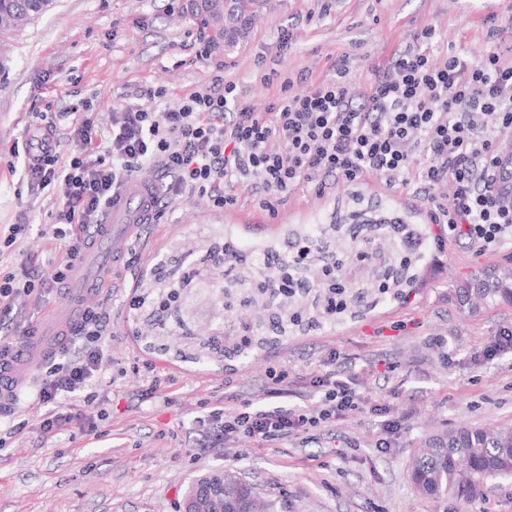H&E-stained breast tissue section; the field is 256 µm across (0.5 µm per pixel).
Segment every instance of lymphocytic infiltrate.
<instances>
[{"mask_svg": "<svg viewBox=\"0 0 512 512\" xmlns=\"http://www.w3.org/2000/svg\"><path fill=\"white\" fill-rule=\"evenodd\" d=\"M435 35L431 25L410 32L361 84L353 83L343 57L328 63L326 76L300 73L257 112L239 101L235 83L224 79L223 59L201 33L195 57L215 74L208 88L178 107H163L166 89L143 88L141 102L113 111L109 128L88 117L75 124L70 138L78 148L65 161L56 150L57 127L49 125L40 144L26 143L24 167L31 191L59 195L53 237L63 245L60 253L28 257L0 277V355L22 351L33 335L24 305L68 295L106 209L147 165L159 173L148 185L159 205L199 198L221 212L236 205L237 188L247 187L274 215L301 188L321 200L339 185L375 183L416 203L427 215L424 223L392 216L384 232L365 236L359 225H346L356 241L351 256L311 237L265 255L251 283L255 292L277 305L315 294L327 318L346 309L347 287L362 272L378 271L379 291L393 290L386 250H395L411 273L410 287L419 288L426 279L418 263L428 245L441 244L444 231L484 251L511 245L512 155H504L502 145L512 143V63L496 44L477 60L450 51L433 62L426 46ZM110 323L106 307L84 308L79 327L60 341V362L42 368L35 394L48 408L44 432L81 421L64 402L100 378L106 364L101 339ZM311 384L315 402L297 403L287 371L272 373L264 402L212 412L199 447L242 438L257 449L304 440L363 402L358 375L338 351H329Z\"/></svg>", "mask_w": 512, "mask_h": 512, "instance_id": "1", "label": "lymphocytic infiltrate"}]
</instances>
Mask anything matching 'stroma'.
<instances>
[{
    "instance_id": "stroma-1",
    "label": "stroma",
    "mask_w": 512,
    "mask_h": 512,
    "mask_svg": "<svg viewBox=\"0 0 512 512\" xmlns=\"http://www.w3.org/2000/svg\"><path fill=\"white\" fill-rule=\"evenodd\" d=\"M512 0H335L321 15L319 0H268L245 42L225 54V80L239 98L263 111L279 85L308 70L322 75L330 58L347 56L354 82L364 81L383 56L423 24L441 29L449 46L480 57L488 42L490 15L506 22ZM200 25L190 11L168 0H57L56 7L10 40L0 68V225L21 224L23 252L7 248L0 264L17 266L24 252H45L41 231L56 221L58 200L31 194L24 159L14 142L30 129L55 121L96 117L111 123L113 108L134 102L142 87H164L168 105L210 85L214 72L189 48ZM296 42L279 51L281 28ZM274 72L273 85L262 84ZM350 190L337 186L328 201L294 196L277 215L260 209L256 196L239 190L237 205L216 213L193 199L169 205L148 228L160 256L143 291L116 289L107 307L109 364L89 394L103 410L95 429L44 435L43 410L25 398L16 410L19 429L0 425V512H176L190 481L231 468L253 483L273 512H512V478L487 480L480 495L432 499L411 484L409 471L420 443L460 424L512 427V353L489 363L480 352L504 327L512 304L496 303L471 314L451 294L478 269L512 268V246L481 252L477 244L448 238L441 268L409 302L382 301L371 278L352 283L356 305L338 314L319 334L297 327L288 340L225 363L224 339L211 335V302L197 299L192 269L221 250L225 234L250 253L270 238V225L332 224L351 210ZM149 292L151 315L137 305ZM176 304H167L169 292ZM153 337L159 350L146 349ZM355 369L374 368L364 383L372 399L406 413V430L376 451L379 417L361 410L335 426L313 431L307 443L253 450L243 444L199 448L197 416L263 390L282 366L304 373L330 349ZM170 382L146 398L151 370ZM343 449L328 453L327 444Z\"/></svg>"
}]
</instances>
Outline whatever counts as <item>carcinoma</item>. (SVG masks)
<instances>
[{"instance_id":"obj_1","label":"carcinoma","mask_w":512,"mask_h":512,"mask_svg":"<svg viewBox=\"0 0 512 512\" xmlns=\"http://www.w3.org/2000/svg\"><path fill=\"white\" fill-rule=\"evenodd\" d=\"M53 0H0V38L15 35L51 9ZM461 302L475 307L497 301L512 303V272L492 278L474 274L455 289ZM288 336V319L280 311L269 326L258 324L255 346L264 347ZM512 477V429L459 426L429 437L418 449L410 479L423 495L436 497L449 490L470 497L489 478Z\"/></svg>"}]
</instances>
